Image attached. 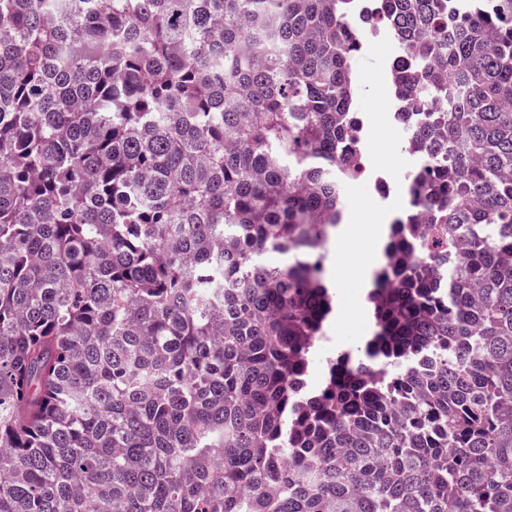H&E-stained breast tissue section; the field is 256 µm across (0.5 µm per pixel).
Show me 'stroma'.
<instances>
[{
    "label": "stroma",
    "mask_w": 512,
    "mask_h": 512,
    "mask_svg": "<svg viewBox=\"0 0 512 512\" xmlns=\"http://www.w3.org/2000/svg\"><path fill=\"white\" fill-rule=\"evenodd\" d=\"M394 54L391 44L371 41L350 60L359 78L361 94L357 106L365 122L363 153L368 176L346 185L343 197L344 221L328 245L325 270L336 290L335 310L327 329L331 343L322 345L321 357L360 345L373 319L366 301L371 272L377 263L367 260L368 246H380L384 233L398 213L396 204L406 190V175L414 161L405 153V132L385 110L393 95L390 84L381 79ZM380 170L390 186L394 206L374 204L376 194L371 171Z\"/></svg>",
    "instance_id": "stroma-1"
}]
</instances>
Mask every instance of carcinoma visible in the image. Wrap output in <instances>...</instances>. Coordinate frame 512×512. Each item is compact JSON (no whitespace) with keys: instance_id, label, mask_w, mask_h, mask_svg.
<instances>
[{"instance_id":"cac0c4a2","label":"carcinoma","mask_w":512,"mask_h":512,"mask_svg":"<svg viewBox=\"0 0 512 512\" xmlns=\"http://www.w3.org/2000/svg\"><path fill=\"white\" fill-rule=\"evenodd\" d=\"M349 8L0 0V512H512V0H380L431 167L310 390Z\"/></svg>"}]
</instances>
